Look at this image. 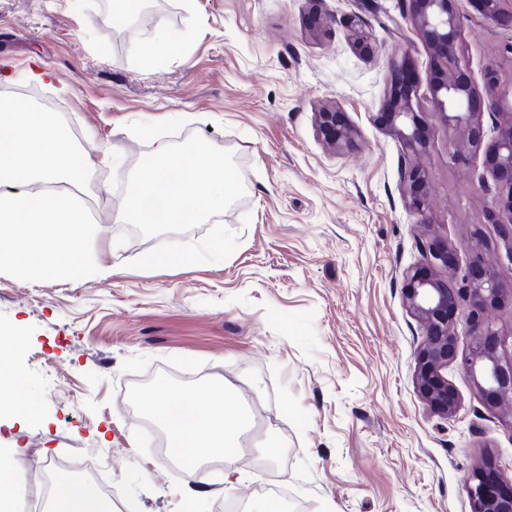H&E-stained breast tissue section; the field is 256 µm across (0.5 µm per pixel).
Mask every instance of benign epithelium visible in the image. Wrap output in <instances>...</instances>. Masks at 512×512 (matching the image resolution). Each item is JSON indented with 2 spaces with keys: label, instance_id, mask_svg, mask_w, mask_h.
Listing matches in <instances>:
<instances>
[{
  "label": "benign epithelium",
  "instance_id": "1",
  "mask_svg": "<svg viewBox=\"0 0 512 512\" xmlns=\"http://www.w3.org/2000/svg\"><path fill=\"white\" fill-rule=\"evenodd\" d=\"M413 21L424 37L437 69L431 87V104L441 122L459 135V143L451 156L456 165L472 162L484 135L480 110L485 107L498 113L501 121L490 156L494 178V208L490 223L501 227V245L488 258L484 249L473 252L463 274H458L449 245L432 236L425 247L422 266L405 277V301L411 314L424 330V339L416 354L415 384L422 399L437 416L448 419L458 409V400L448 386V365L457 360L455 323L452 315L461 303L469 311L465 330L472 336L469 352L461 365L474 382L476 391L487 402L498 404L512 397V355L505 356L504 330L486 318L509 296L512 279L504 280L501 269L512 266V86H503L502 75L494 67L483 75L482 90H477L465 77V58L458 46L459 18L453 6L456 0H412ZM502 28L512 31V0H469ZM393 91L391 111L387 113V131L397 137L407 153L418 157L430 144V133L416 112L418 90L414 85L402 86L403 69L391 62ZM316 127L331 148L353 144L356 130L343 120L334 105L316 112ZM410 206L418 223L429 225L426 215L427 176L414 166L408 174ZM468 487L473 512H512V490L488 493L481 473Z\"/></svg>",
  "mask_w": 512,
  "mask_h": 512
}]
</instances>
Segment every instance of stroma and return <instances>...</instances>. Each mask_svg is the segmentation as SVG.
Listing matches in <instances>:
<instances>
[{"mask_svg": "<svg viewBox=\"0 0 512 512\" xmlns=\"http://www.w3.org/2000/svg\"><path fill=\"white\" fill-rule=\"evenodd\" d=\"M411 0H140L126 20L112 0H0V93L34 90L61 112L96 162L79 197L98 228L106 279L22 281L0 273V333L34 415H0V451L33 481L82 479L99 463L112 512H239L276 497L283 512H472L467 481L492 463L512 477V406L484 401L459 359V401L441 419L418 394L423 330L406 306L405 274L427 242L408 203L407 174H429V220L466 267L486 221L492 178L484 151L450 159L455 132L433 112L436 70ZM466 76L512 77L506 33L459 0ZM325 26L311 29L317 17ZM366 46L348 37L352 27ZM179 49L143 61L159 32ZM414 74L432 127L412 160L386 130L392 59ZM47 73L30 81L32 68ZM336 104L357 131L330 150L315 114ZM204 142L235 174L236 195L197 224H128L132 178L156 142ZM224 243L212 251L213 241ZM186 255L147 265V251ZM226 386L251 426L233 466L205 463L200 495L165 463L145 426L144 397ZM278 446L270 455L269 446Z\"/></svg>", "mask_w": 512, "mask_h": 512, "instance_id": "1", "label": "stroma"}]
</instances>
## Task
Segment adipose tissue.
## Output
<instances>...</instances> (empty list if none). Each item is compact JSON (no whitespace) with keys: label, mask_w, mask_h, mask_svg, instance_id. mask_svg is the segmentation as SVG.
I'll return each mask as SVG.
<instances>
[{"label":"adipose tissue","mask_w":512,"mask_h":512,"mask_svg":"<svg viewBox=\"0 0 512 512\" xmlns=\"http://www.w3.org/2000/svg\"><path fill=\"white\" fill-rule=\"evenodd\" d=\"M237 188L233 173L210 150L173 151L161 142L137 172L124 219L129 224H195L223 208ZM22 384L11 352L1 348L0 400H7L15 414L26 416L33 413L34 405ZM142 410L163 429L168 448L188 478H195L207 458L216 457L228 465L235 462L244 414L226 388L175 394L161 387ZM51 502V512H111L89 485L68 476L56 479Z\"/></svg>","instance_id":"1"}]
</instances>
